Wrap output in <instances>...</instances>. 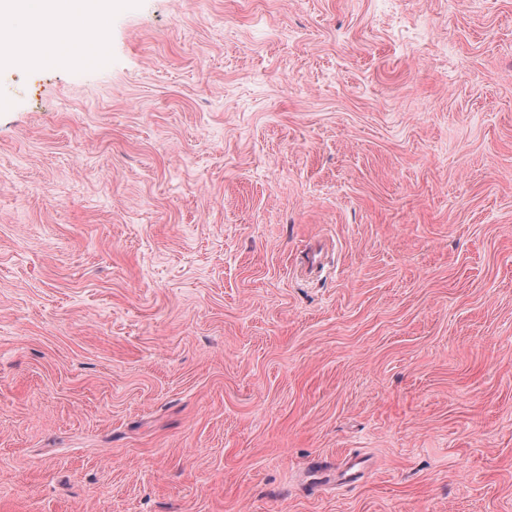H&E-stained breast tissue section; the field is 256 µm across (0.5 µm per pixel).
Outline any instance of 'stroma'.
<instances>
[{"mask_svg":"<svg viewBox=\"0 0 512 512\" xmlns=\"http://www.w3.org/2000/svg\"><path fill=\"white\" fill-rule=\"evenodd\" d=\"M101 32L0 68V512H512V0Z\"/></svg>","mask_w":512,"mask_h":512,"instance_id":"obj_1","label":"stroma"}]
</instances>
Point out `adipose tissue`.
I'll return each instance as SVG.
<instances>
[{
  "mask_svg": "<svg viewBox=\"0 0 512 512\" xmlns=\"http://www.w3.org/2000/svg\"><path fill=\"white\" fill-rule=\"evenodd\" d=\"M111 10L112 0H0V63L23 64V57L15 49L18 35L33 20L49 14L63 19L59 34L68 52L98 57L99 44L88 45L84 39Z\"/></svg>",
  "mask_w": 512,
  "mask_h": 512,
  "instance_id": "obj_1",
  "label": "adipose tissue"
}]
</instances>
